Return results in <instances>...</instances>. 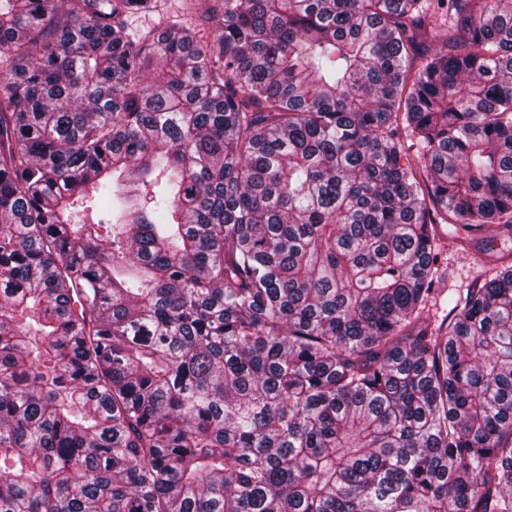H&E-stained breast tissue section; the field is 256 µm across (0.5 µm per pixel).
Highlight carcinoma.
I'll return each instance as SVG.
<instances>
[{
    "label": "carcinoma",
    "instance_id": "cac0c4a2",
    "mask_svg": "<svg viewBox=\"0 0 512 512\" xmlns=\"http://www.w3.org/2000/svg\"><path fill=\"white\" fill-rule=\"evenodd\" d=\"M212 2L0 0V512H512V0ZM461 225L439 224V232L443 241H448V246L439 256L441 279L438 288L444 289L443 293L448 299L465 293L466 288H471L477 279L495 277L502 266L512 267V234L505 236L496 224H492L472 235L464 231ZM486 244L491 245L493 257L487 254Z\"/></svg>",
    "mask_w": 512,
    "mask_h": 512
}]
</instances>
